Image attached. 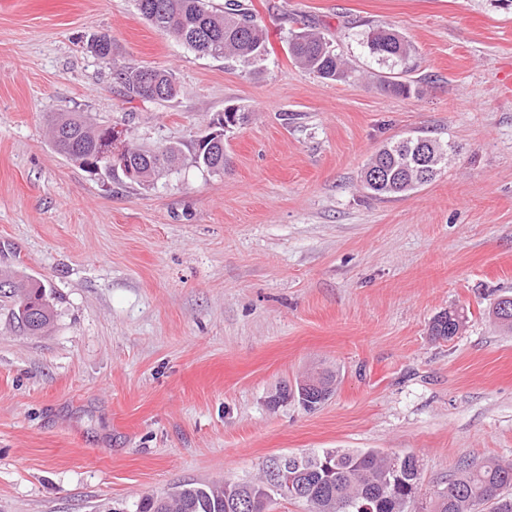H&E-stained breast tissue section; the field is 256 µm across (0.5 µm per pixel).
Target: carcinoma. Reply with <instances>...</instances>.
<instances>
[{"instance_id":"obj_1","label":"carcinoma","mask_w":512,"mask_h":512,"mask_svg":"<svg viewBox=\"0 0 512 512\" xmlns=\"http://www.w3.org/2000/svg\"><path fill=\"white\" fill-rule=\"evenodd\" d=\"M140 15L158 32L174 38L195 53L212 58H232L250 65L267 54L265 33L243 0H225L224 13L209 9L206 0H135ZM367 46L381 59L407 58L412 45L393 29L369 32ZM288 51L299 65L326 80L349 77L344 59L331 49L324 37L313 30L292 34ZM117 79L127 98L144 103L167 101L176 94L172 75L162 69L137 67L121 70ZM53 147L74 165L91 175L115 172L108 164L112 152L110 124H94L79 112L61 114L50 120ZM179 145L157 149L127 142L126 162L133 168L132 182L150 186L183 159ZM196 167L209 172L224 169V147L201 139L190 140L187 149ZM448 163V146L428 137H409L380 148L361 171L364 189L375 196L406 194L434 178ZM0 300L13 303L12 315L28 331L41 333L54 318L45 286L39 281L0 270ZM467 315L457 308L439 313L430 326V335L443 340L457 336ZM397 470L394 457L373 450H325L305 456L283 458L288 472L298 475L296 483L306 495L294 496L309 512H409L419 482V464ZM512 462L490 458L476 467L464 469L448 482L430 512H477L476 505H487L490 512H512ZM278 491L269 479L237 485L183 484L162 497L143 498L137 512H269Z\"/></svg>"}]
</instances>
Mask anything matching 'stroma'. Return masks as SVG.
<instances>
[{
    "label": "stroma",
    "instance_id": "stroma-1",
    "mask_svg": "<svg viewBox=\"0 0 512 512\" xmlns=\"http://www.w3.org/2000/svg\"><path fill=\"white\" fill-rule=\"evenodd\" d=\"M267 37L242 67L158 33L134 0H0V269L55 306L32 335L0 309V512H136L176 483H251L282 456L414 454L412 512L460 464L512 462V0H245ZM415 47L378 61L369 30ZM317 29L351 78L299 67ZM112 57L88 52L91 33ZM178 86L128 101L114 73ZM405 76L414 91L382 88ZM230 105L229 164L184 163L145 188L94 178L47 139L81 112L150 147L186 144ZM454 153L430 182L376 199L360 172L383 144ZM464 309L452 340L433 317ZM331 372L316 410L274 403ZM117 79L123 85L125 94L130 101L140 100L143 103L167 101L176 94V85L172 75L162 69L153 67H137L120 70ZM158 82L171 87L166 96H155L152 83Z\"/></svg>",
    "mask_w": 512,
    "mask_h": 512
}]
</instances>
